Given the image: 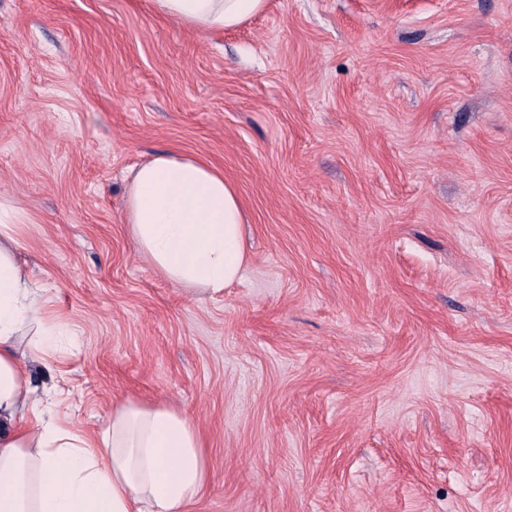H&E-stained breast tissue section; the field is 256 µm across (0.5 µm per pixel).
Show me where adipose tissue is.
I'll return each instance as SVG.
<instances>
[{
    "label": "adipose tissue",
    "instance_id": "adipose-tissue-1",
    "mask_svg": "<svg viewBox=\"0 0 512 512\" xmlns=\"http://www.w3.org/2000/svg\"><path fill=\"white\" fill-rule=\"evenodd\" d=\"M155 12L191 30L236 27L267 0H152ZM126 222L162 277L211 297L246 267L238 193L222 169L171 152L137 167ZM25 214L0 205V512H189L208 482L204 446L185 412L116 402L96 434L62 423L37 395L19 353L33 327L32 356L47 359L60 334L18 265Z\"/></svg>",
    "mask_w": 512,
    "mask_h": 512
}]
</instances>
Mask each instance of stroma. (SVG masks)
Masks as SVG:
<instances>
[{"label":"stroma","mask_w":512,"mask_h":512,"mask_svg":"<svg viewBox=\"0 0 512 512\" xmlns=\"http://www.w3.org/2000/svg\"><path fill=\"white\" fill-rule=\"evenodd\" d=\"M223 168L242 279L140 256L129 172ZM0 201L71 341L59 418L188 411L192 512H512V0H269L200 34L150 0H0Z\"/></svg>","instance_id":"obj_1"}]
</instances>
